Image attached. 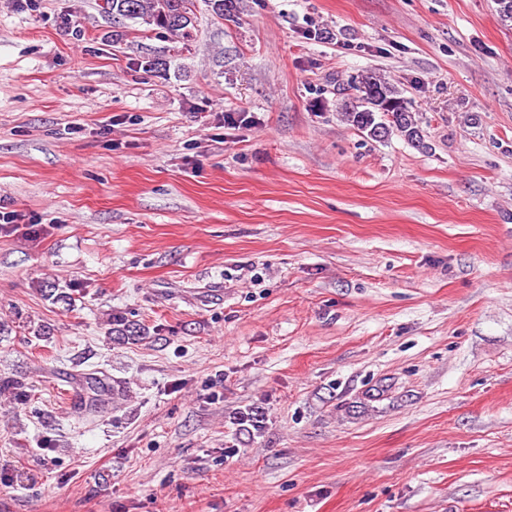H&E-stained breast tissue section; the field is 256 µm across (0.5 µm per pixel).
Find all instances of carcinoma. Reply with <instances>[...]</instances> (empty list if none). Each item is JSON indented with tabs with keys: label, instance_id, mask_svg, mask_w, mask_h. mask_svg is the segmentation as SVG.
Returning a JSON list of instances; mask_svg holds the SVG:
<instances>
[{
	"label": "carcinoma",
	"instance_id": "obj_1",
	"mask_svg": "<svg viewBox=\"0 0 512 512\" xmlns=\"http://www.w3.org/2000/svg\"><path fill=\"white\" fill-rule=\"evenodd\" d=\"M219 19L236 16L237 0H210ZM101 15L112 21V41L119 42L127 31L138 25L173 44L188 46L193 38L195 0H98ZM171 60L163 51H149L141 59L142 68L160 74L169 70ZM346 97L337 103V112L348 125L373 140H385L393 134L414 147L424 146L419 116L402 92L384 74L365 70L348 79ZM109 334L119 341L136 340L144 328L123 317L110 320ZM0 388L22 399L28 384L22 378L0 381ZM236 424L244 431L264 429V419L257 410L237 412Z\"/></svg>",
	"mask_w": 512,
	"mask_h": 512
}]
</instances>
